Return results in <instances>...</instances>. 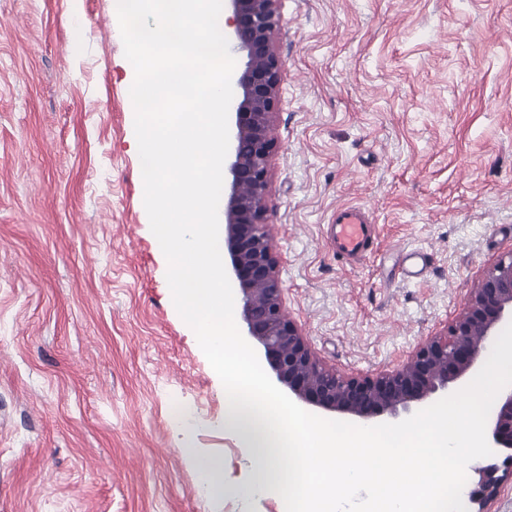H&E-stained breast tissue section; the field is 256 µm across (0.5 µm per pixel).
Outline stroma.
I'll return each instance as SVG.
<instances>
[{
    "label": "stroma",
    "mask_w": 512,
    "mask_h": 512,
    "mask_svg": "<svg viewBox=\"0 0 512 512\" xmlns=\"http://www.w3.org/2000/svg\"><path fill=\"white\" fill-rule=\"evenodd\" d=\"M114 0H0V512H285L170 305ZM269 217L289 315L376 376L512 251V0H280ZM373 212L336 259L328 221ZM428 253L420 280L403 251ZM182 406L190 434L173 408ZM224 463L204 498L183 443ZM330 225V249L338 259L347 262L370 251L377 225L369 210L353 206L336 207Z\"/></svg>",
    "instance_id": "stroma-1"
}]
</instances>
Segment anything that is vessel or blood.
Segmentation results:
<instances>
[{
  "instance_id": "obj_1",
  "label": "vessel or blood",
  "mask_w": 512,
  "mask_h": 512,
  "mask_svg": "<svg viewBox=\"0 0 512 512\" xmlns=\"http://www.w3.org/2000/svg\"><path fill=\"white\" fill-rule=\"evenodd\" d=\"M330 248L336 257L349 261L367 253L376 237L372 213L361 207L340 206L333 214ZM427 268L426 255L417 249L402 254V272L406 277L422 276Z\"/></svg>"
}]
</instances>
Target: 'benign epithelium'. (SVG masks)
<instances>
[{"label":"benign epithelium","mask_w":512,"mask_h":512,"mask_svg":"<svg viewBox=\"0 0 512 512\" xmlns=\"http://www.w3.org/2000/svg\"><path fill=\"white\" fill-rule=\"evenodd\" d=\"M227 2L228 24L246 64L237 79L240 93L229 120L224 253L239 287L248 336L262 347L277 381L289 393L328 412L364 420L384 414L397 418L440 391L459 390L499 327L512 321V251L487 270L460 315L409 353L398 368L359 378L326 367L284 313L280 258L267 222L274 150L270 131L283 69L275 44L279 0ZM488 440L495 461L481 469L480 482L469 491L476 512H491L502 485L512 482V389L500 398Z\"/></svg>","instance_id":"benign-epithelium-1"}]
</instances>
